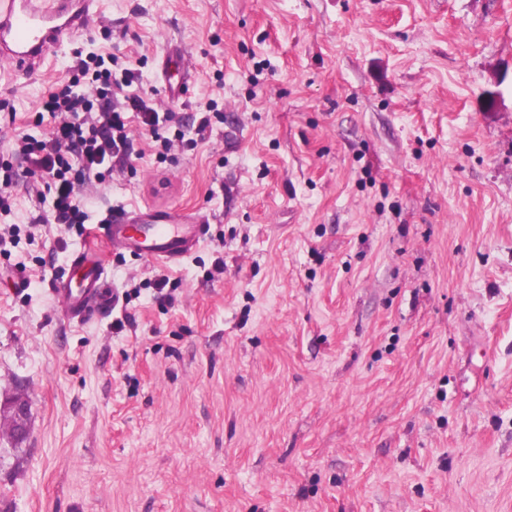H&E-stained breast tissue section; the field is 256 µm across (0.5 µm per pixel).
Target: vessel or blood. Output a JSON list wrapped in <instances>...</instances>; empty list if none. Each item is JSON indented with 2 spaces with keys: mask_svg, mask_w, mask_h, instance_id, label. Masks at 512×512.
<instances>
[{
  "mask_svg": "<svg viewBox=\"0 0 512 512\" xmlns=\"http://www.w3.org/2000/svg\"><path fill=\"white\" fill-rule=\"evenodd\" d=\"M94 2L0 0V62L9 61L16 77H32L42 60L82 33ZM101 230L129 254L167 264L187 258L204 236L202 225L164 210L133 218L111 215ZM53 293L73 320L110 308L114 294L102 256L88 247L73 254L54 280Z\"/></svg>",
  "mask_w": 512,
  "mask_h": 512,
  "instance_id": "1",
  "label": "vessel or blood"
}]
</instances>
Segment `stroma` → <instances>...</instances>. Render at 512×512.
I'll return each instance as SVG.
<instances>
[{
	"label": "stroma",
	"instance_id": "1",
	"mask_svg": "<svg viewBox=\"0 0 512 512\" xmlns=\"http://www.w3.org/2000/svg\"><path fill=\"white\" fill-rule=\"evenodd\" d=\"M97 11L29 85L0 69V154L50 131L75 51L150 97L181 47L182 143L130 120L83 206L205 235L178 265L55 224L0 252V401L31 407L24 442L0 420V512H512V0ZM87 246L128 302L70 321L52 283Z\"/></svg>",
	"mask_w": 512,
	"mask_h": 512
}]
</instances>
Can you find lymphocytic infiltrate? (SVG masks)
Wrapping results in <instances>:
<instances>
[{"label": "lymphocytic infiltrate", "mask_w": 512, "mask_h": 512, "mask_svg": "<svg viewBox=\"0 0 512 512\" xmlns=\"http://www.w3.org/2000/svg\"><path fill=\"white\" fill-rule=\"evenodd\" d=\"M71 78L43 101L53 125L42 137L16 138L7 156L0 158V211L9 212L12 190L25 178L45 179V187L30 185L38 201H50L48 210L33 217L31 228L61 224L83 228L87 214L80 195L93 194L114 170L127 167L131 140L127 115L135 113L158 142L161 154L174 150L177 140L166 132L179 124L163 100L144 97L135 90L138 75L123 70L113 75L100 55L75 54L69 65Z\"/></svg>", "instance_id": "f902f5d3"}]
</instances>
